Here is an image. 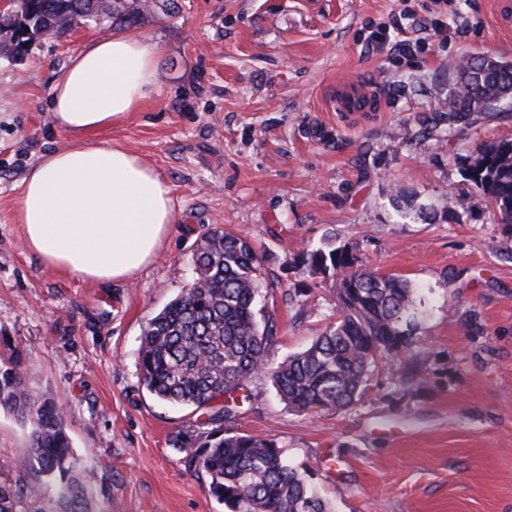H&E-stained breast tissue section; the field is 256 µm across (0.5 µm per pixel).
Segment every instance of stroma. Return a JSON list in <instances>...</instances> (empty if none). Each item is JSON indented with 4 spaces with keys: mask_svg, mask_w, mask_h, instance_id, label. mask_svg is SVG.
<instances>
[{
    "mask_svg": "<svg viewBox=\"0 0 512 512\" xmlns=\"http://www.w3.org/2000/svg\"><path fill=\"white\" fill-rule=\"evenodd\" d=\"M177 2L132 30L161 49L157 92L103 135L172 189L171 232L126 282L45 266L15 220L27 171L70 143L52 86L102 30L42 39L31 62L0 55V355L19 352L29 387L65 412L93 512H226L171 443L202 431L203 412L139 379L145 326L190 284L215 228L248 239L275 280L273 363L335 320L334 283L293 264L305 249L349 245L417 292L403 363L380 361L355 405L302 414L257 375L225 431L273 440L333 512H512V227L464 177L478 145L512 138V103L436 120L451 61L512 58L494 0ZM351 78L384 94L378 111H335ZM399 187L433 202L434 219L400 217ZM27 439L0 408V486L22 488L14 512H42V478L13 463Z\"/></svg>",
    "mask_w": 512,
    "mask_h": 512,
    "instance_id": "35a3bbf8",
    "label": "stroma"
}]
</instances>
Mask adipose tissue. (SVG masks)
I'll return each instance as SVG.
<instances>
[{
  "mask_svg": "<svg viewBox=\"0 0 512 512\" xmlns=\"http://www.w3.org/2000/svg\"><path fill=\"white\" fill-rule=\"evenodd\" d=\"M157 44L126 34L87 44L51 93L69 147L46 154L22 181L23 245L43 264L108 284L135 277L175 222L171 187L140 157L97 140L157 88Z\"/></svg>",
  "mask_w": 512,
  "mask_h": 512,
  "instance_id": "ef3b65f1",
  "label": "adipose tissue"
}]
</instances>
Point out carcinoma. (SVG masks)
I'll use <instances>...</instances> for the list:
<instances>
[{
	"label": "carcinoma",
	"instance_id": "1",
	"mask_svg": "<svg viewBox=\"0 0 512 512\" xmlns=\"http://www.w3.org/2000/svg\"><path fill=\"white\" fill-rule=\"evenodd\" d=\"M45 34L66 30L68 13L58 5L72 0H23ZM106 24L130 28L145 14L172 13L176 0H110ZM455 69L448 99V120L471 107L482 108L512 88V62L486 69L482 58L467 54ZM464 176L512 224V140L475 149ZM404 218H428L435 209L400 188L393 198ZM196 286L183 290L147 323L141 338L139 377L160 401L205 412L206 431L179 433L173 445L186 452L188 469H200L209 493L228 512H332L305 476L289 463L272 440L224 431L236 416L237 397L255 375L271 378L277 394L300 413L347 408L357 402L371 368L406 351L410 315L416 306L410 280L384 274L347 247L301 251L294 261L313 275L336 284V321L308 348L271 364L268 347L275 321L261 306L271 289L262 256L237 234L224 229L205 236L195 251ZM0 408L14 413L30 429L19 450L26 466L37 468L53 487L50 507L41 512H91L90 477L75 454L61 409L29 390L21 360L0 364ZM19 488L0 487V512H13Z\"/></svg>",
	"mask_w": 512,
	"mask_h": 512
}]
</instances>
